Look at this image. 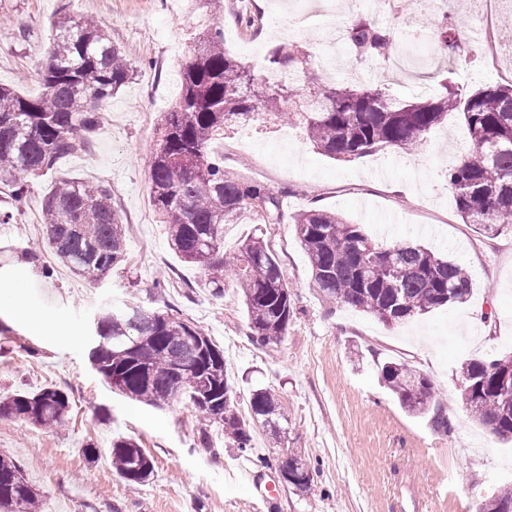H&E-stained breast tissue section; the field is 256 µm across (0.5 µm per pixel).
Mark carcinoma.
I'll use <instances>...</instances> for the list:
<instances>
[{
	"mask_svg": "<svg viewBox=\"0 0 512 512\" xmlns=\"http://www.w3.org/2000/svg\"><path fill=\"white\" fill-rule=\"evenodd\" d=\"M448 54L461 50L454 28L443 18L432 25ZM348 42L361 61L381 62L392 52L388 28L367 19L349 22ZM266 68L285 75L268 85L251 74L224 44V23L212 20L194 40L182 64L181 92L157 127L150 177L152 204L173 251L200 268V287L224 296L240 290L252 341L278 344L293 318L290 287L276 253L261 236L248 238L238 253L224 256V225L255 212L266 224L280 220L278 194L224 170L211 151L220 132L274 116L301 126L324 155L351 161L387 146L415 150L448 117L461 114L469 149L448 170L459 217L488 233L512 229V82L488 83L464 92L446 82L428 98L402 100L386 83L354 88L323 81L318 65L297 46H277ZM39 97L0 86V188L13 201L29 192L31 179L57 172L63 158L84 150L99 126V110L132 79L133 67L102 25L63 14L46 62L36 72ZM43 245L56 261L90 284L126 260V227L112 206V188L71 177L56 178L43 195ZM316 288L330 302L359 309L396 326L441 306L464 303L473 281L460 264L420 245L378 246L336 211L309 208L294 218ZM170 306L146 309L123 303L98 314L94 369L123 396L161 408L179 393L195 411L224 424V435L243 453L252 450L239 415L237 392L224 367V351ZM210 378L205 393L179 386L176 370ZM497 359L462 365V399L472 416L499 438L512 441V398L497 390ZM385 387L407 413L427 416L439 433L454 431V414L437 397L432 381L405 361L380 366ZM251 417L288 441V416L269 388L252 390ZM69 397L57 388L16 392L0 400V419L53 429L65 423ZM288 449L290 488L302 495L313 470ZM112 466L130 484L154 472L153 460L132 440L112 441ZM39 491L11 457L0 453V512H38ZM475 512H512V488L476 504Z\"/></svg>",
	"mask_w": 512,
	"mask_h": 512,
	"instance_id": "cac0c4a2",
	"label": "carcinoma"
}]
</instances>
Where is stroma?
<instances>
[{
	"label": "stroma",
	"mask_w": 512,
	"mask_h": 512,
	"mask_svg": "<svg viewBox=\"0 0 512 512\" xmlns=\"http://www.w3.org/2000/svg\"><path fill=\"white\" fill-rule=\"evenodd\" d=\"M337 11L334 0L322 8L312 0H0V84L41 94L36 71L64 12L100 20L134 68L102 106L89 148L58 167L111 185L127 226L126 264L91 285L49 250L31 258L29 242L45 235L41 200L51 179H33L19 203L0 194V212L13 214L0 224V284L16 295L0 305V398L55 387L72 402L67 422L53 431L0 419V452L39 487L42 512H474L512 484V444L475 421L461 398L463 362L512 353V231L489 236L456 213L447 173L469 145L458 114L417 150L390 147L349 162L321 154L302 128L283 120L229 129L213 143L226 171L282 194L279 223L250 212L224 227L226 253L260 230L279 258L294 315L278 344L251 341L237 290L216 298L199 288L200 270L171 250L151 205L156 126L180 94V65L202 19L221 18L229 49L246 63L289 42L318 56L331 38L326 17ZM245 12L260 16V27L241 26ZM334 62L340 84L384 80L405 99L438 86L433 78L385 76L346 51ZM312 205L340 212L375 244L413 241L456 260L472 276L470 300L394 327L328 303L294 232V215ZM123 301L173 305L210 336L224 351L240 415H248L253 389L275 392L288 414L290 447L317 470L308 494L275 482L264 497L249 485L252 477L274 479L261 462L280 454L260 423H252V449L243 453L223 424L199 422L186 399L157 409L113 392L90 363L91 336L97 312ZM24 310L43 316V327L33 329ZM491 310L495 320L485 322ZM399 359L426 374L453 409L452 435L406 413L384 387L377 362ZM117 437L134 439L153 459L149 481L131 485L115 472ZM89 446L94 455H86Z\"/></svg>",
	"instance_id": "obj_1"
}]
</instances>
